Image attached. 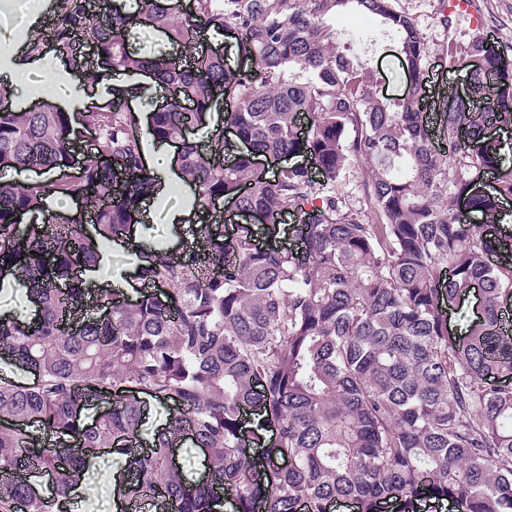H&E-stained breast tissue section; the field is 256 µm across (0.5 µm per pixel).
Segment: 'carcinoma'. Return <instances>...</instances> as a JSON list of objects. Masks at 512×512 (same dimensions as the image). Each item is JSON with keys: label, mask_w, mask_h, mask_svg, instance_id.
I'll use <instances>...</instances> for the list:
<instances>
[{"label": "carcinoma", "mask_w": 512, "mask_h": 512, "mask_svg": "<svg viewBox=\"0 0 512 512\" xmlns=\"http://www.w3.org/2000/svg\"><path fill=\"white\" fill-rule=\"evenodd\" d=\"M394 2L141 0L132 21L109 0H64L47 37L70 71L144 75L188 106L153 109L144 130L129 108L90 106L79 175L0 182V274L41 309L32 323L0 317V359L32 375L0 378V473L26 472L0 486V512H57L107 449L123 456L116 499L151 512H512V235L497 231L512 144L487 135L512 127V60L480 34L459 49L480 66L442 105L437 150L422 37ZM340 11L376 19L366 47L336 32ZM136 27L187 56L135 52ZM203 27L237 34L236 65L195 50ZM384 40L406 60V97L387 98L364 60ZM217 107L234 139L186 140ZM146 136L181 145L196 212L227 202L273 231L289 217L300 248L202 224L198 254L155 253L136 298L91 291L75 269L159 190ZM73 151L68 113L20 112L0 92V169L60 170ZM269 157L286 160L271 179ZM356 166L359 210L343 191ZM50 198L96 222L48 213ZM476 285L481 312L462 335L446 306ZM145 397L167 412L151 435ZM42 473L50 497L34 489Z\"/></svg>", "instance_id": "obj_1"}]
</instances>
